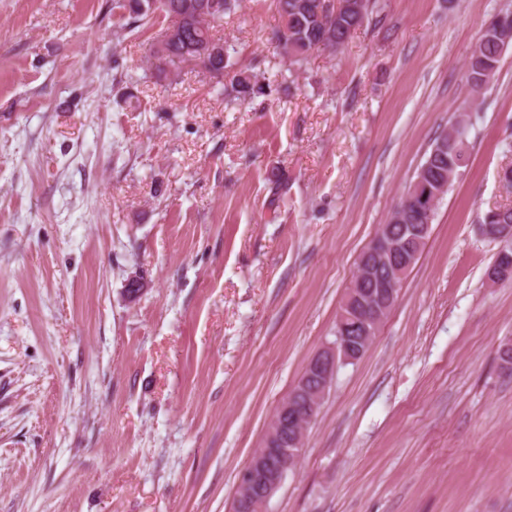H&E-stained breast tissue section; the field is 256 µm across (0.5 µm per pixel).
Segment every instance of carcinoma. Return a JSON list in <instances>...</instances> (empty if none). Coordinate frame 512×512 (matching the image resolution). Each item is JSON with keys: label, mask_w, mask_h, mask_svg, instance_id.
Wrapping results in <instances>:
<instances>
[{"label": "carcinoma", "mask_w": 512, "mask_h": 512, "mask_svg": "<svg viewBox=\"0 0 512 512\" xmlns=\"http://www.w3.org/2000/svg\"><path fill=\"white\" fill-rule=\"evenodd\" d=\"M201 0H114L112 8L128 12V27H140L162 20L151 46L148 58L150 66L160 73L180 76L187 67L204 75L224 71L233 67L229 61L224 39L216 35V28L224 23V15L236 12L243 0H225L222 11L190 10L188 2ZM279 22L270 32L269 40L274 42L289 65L303 66L310 55L322 48H329L339 38L350 39L357 30L370 24L376 8V0H361L362 13L342 10L316 13L312 5L318 0H273ZM181 18V31L174 39L162 38L167 24L174 18ZM503 50L496 36L484 32L472 53L467 66V79L474 92H480L499 68ZM222 94L233 101H252L268 95L269 86L259 82L258 75L246 71L236 72L229 84L218 80ZM468 123L457 119L450 124L448 132L432 143L423 165L427 166L426 181L432 192L442 191L445 176L458 177L462 165L458 164V152L466 150ZM495 218L512 222V207L499 206L485 211L478 222L485 224ZM415 215L406 211L391 213L385 224V235L401 242L409 236L410 224H417Z\"/></svg>", "instance_id": "1"}]
</instances>
